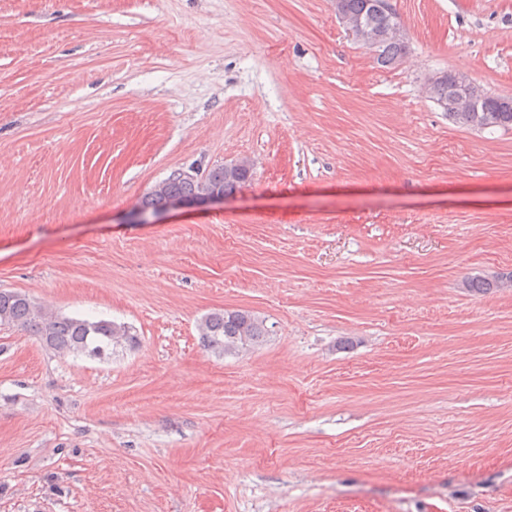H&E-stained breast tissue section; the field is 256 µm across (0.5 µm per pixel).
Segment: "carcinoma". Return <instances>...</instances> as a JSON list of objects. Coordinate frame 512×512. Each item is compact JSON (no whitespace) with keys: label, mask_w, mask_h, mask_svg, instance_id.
<instances>
[{"label":"carcinoma","mask_w":512,"mask_h":512,"mask_svg":"<svg viewBox=\"0 0 512 512\" xmlns=\"http://www.w3.org/2000/svg\"><path fill=\"white\" fill-rule=\"evenodd\" d=\"M337 13L363 17L373 26L384 28L392 23H401L395 10L377 11L370 0H338ZM407 38L384 41L374 50V60L383 68H393L403 62L409 54ZM453 87L448 80H437L429 98L439 107L448 102ZM448 119L463 127L480 130L512 129V97L489 93L477 100L474 110L448 113ZM253 167L241 160L229 170L223 165L208 170L204 177L190 180L181 173H172L164 182L160 192L142 198L140 205L149 210L161 208L171 198L194 199L208 194L216 188L230 195L250 182ZM512 286V272L501 273L491 278L472 275L463 281V287L475 293H489L497 288ZM0 324L27 331L39 338L50 350L59 354L81 353L103 358L111 348L126 344L133 347L137 336L132 328L110 320L91 321L82 318L59 316L36 305L29 297L12 291H0ZM202 346L210 353L221 357L257 347L266 341L268 330L265 324L248 311H217L205 315L198 324Z\"/></svg>","instance_id":"1"}]
</instances>
